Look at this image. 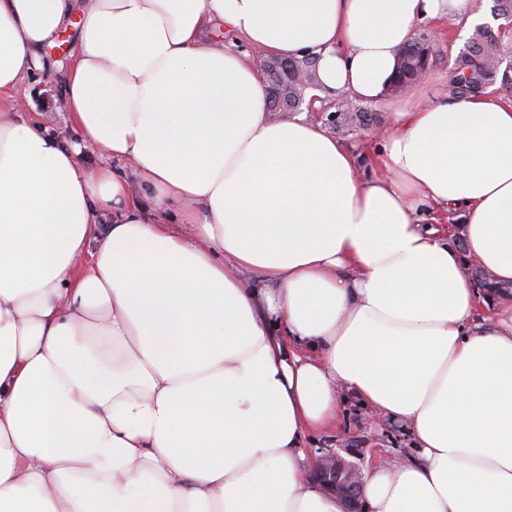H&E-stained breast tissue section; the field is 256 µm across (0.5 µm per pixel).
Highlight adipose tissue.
<instances>
[{
	"label": "adipose tissue",
	"mask_w": 512,
	"mask_h": 512,
	"mask_svg": "<svg viewBox=\"0 0 512 512\" xmlns=\"http://www.w3.org/2000/svg\"><path fill=\"white\" fill-rule=\"evenodd\" d=\"M77 12L70 118L129 171L0 113V512H343L307 442L351 401L413 446L369 512H512V292L466 271L512 285V105L387 96L473 0H0V101ZM209 28L314 55L380 151L270 119Z\"/></svg>",
	"instance_id": "1"
}]
</instances>
